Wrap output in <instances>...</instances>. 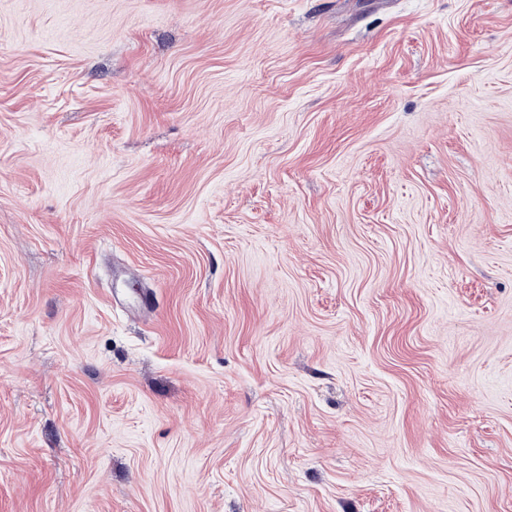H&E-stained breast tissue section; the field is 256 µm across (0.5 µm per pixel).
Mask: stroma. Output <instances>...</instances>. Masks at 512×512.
<instances>
[{
    "label": "stroma",
    "instance_id": "stroma-1",
    "mask_svg": "<svg viewBox=\"0 0 512 512\" xmlns=\"http://www.w3.org/2000/svg\"><path fill=\"white\" fill-rule=\"evenodd\" d=\"M0 512H512V0H0Z\"/></svg>",
    "mask_w": 512,
    "mask_h": 512
}]
</instances>
